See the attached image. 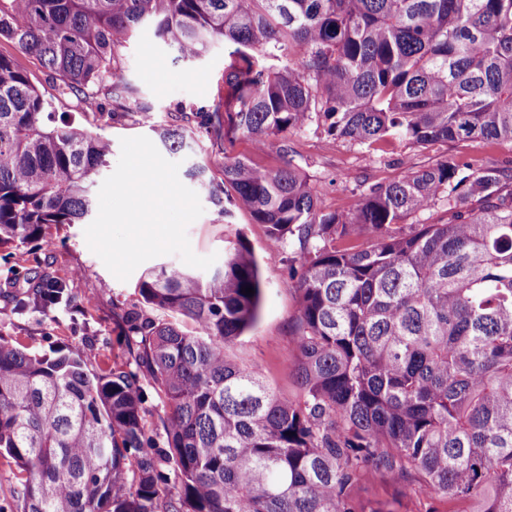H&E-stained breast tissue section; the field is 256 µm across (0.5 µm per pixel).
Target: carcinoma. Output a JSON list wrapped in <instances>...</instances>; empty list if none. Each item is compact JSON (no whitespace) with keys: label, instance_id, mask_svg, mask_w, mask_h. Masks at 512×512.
Listing matches in <instances>:
<instances>
[{"label":"carcinoma","instance_id":"obj_1","mask_svg":"<svg viewBox=\"0 0 512 512\" xmlns=\"http://www.w3.org/2000/svg\"><path fill=\"white\" fill-rule=\"evenodd\" d=\"M149 22L175 59L224 43L223 88L197 124L219 146L272 140L282 165L225 157L221 178L183 171L224 216L268 228L300 265L293 324L298 392L227 348L258 324L264 284L241 231L209 276L161 263L144 302L191 325L125 314L134 368L85 350L35 353L0 336V464L15 468L13 512H359L368 469L417 485L448 512H512V169L459 161L357 184L323 210L288 135L310 127L368 156L410 146L512 141V0H0V41L34 57L62 94L149 111L117 74ZM52 103L0 53V250L83 224L112 141L50 126ZM172 155L192 148L183 117L154 128ZM447 206L440 224L409 217ZM0 295L19 311L68 301L51 272ZM250 287L252 294L242 289ZM163 395L166 451L145 431L146 390ZM180 484L165 492L163 465Z\"/></svg>","mask_w":512,"mask_h":512}]
</instances>
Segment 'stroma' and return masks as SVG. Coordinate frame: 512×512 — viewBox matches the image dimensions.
<instances>
[{"label":"stroma","instance_id":"35a3bbf8","mask_svg":"<svg viewBox=\"0 0 512 512\" xmlns=\"http://www.w3.org/2000/svg\"><path fill=\"white\" fill-rule=\"evenodd\" d=\"M0 52L15 56L45 97L54 101L56 121L69 122L87 131L109 136L112 141L125 137L151 136L152 126L170 121L179 108L213 106L224 73V48L215 46L202 60L184 63L154 36L151 28L140 27L118 51L120 73L124 81L137 87L140 96L151 103L148 112H132L115 122L109 115L83 111L74 95H59L57 80L30 56L18 53L11 43L0 42ZM288 145L295 162L308 177L321 206L329 211L348 212L354 202L352 184L340 176L348 172L362 175L368 184H384L402 168L429 167L453 157L481 168L489 164L512 163V142L488 145L478 140L438 143L425 148H410L393 141L381 145L372 159H364L357 147L332 140L314 130L290 136ZM251 158L259 165L276 168L281 164L278 145L258 152L244 138L229 150L212 146L205 133H198L191 151L179 155L181 166L207 162L212 172H220L225 154ZM203 214L187 228L191 248L196 255L208 256L224 251V234L230 229L244 232L258 262L264 282V301L258 325L231 349L240 362L260 366L269 383L279 391L296 394L293 372L295 345L291 325L298 310V296L287 287L291 250L267 248V228L252 223L245 213L224 218L210 203L206 192H199ZM85 227L66 224L52 229L49 242L0 252V276L10 269L32 276L50 270L60 278L71 302L54 311L20 312L0 300V335L13 338L29 351L44 353L57 347L93 351L106 362L128 364L127 330L121 314L139 310L144 316L161 319L160 311L147 306L138 293V283L154 260L138 266L128 280L117 279L88 247ZM361 512L389 505L392 512H429L433 503L415 491H406L403 482L391 474L368 470L354 488Z\"/></svg>","mask_w":512,"mask_h":512}]
</instances>
